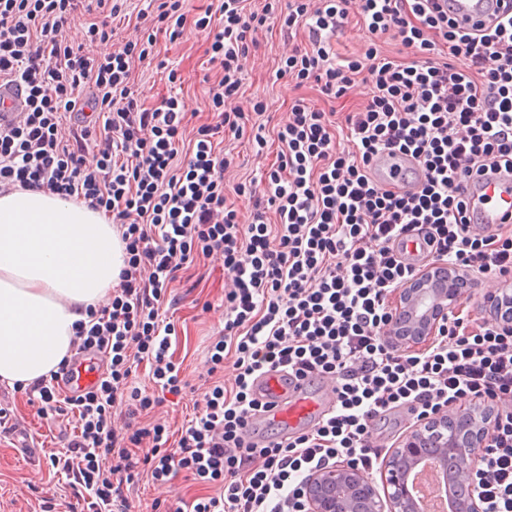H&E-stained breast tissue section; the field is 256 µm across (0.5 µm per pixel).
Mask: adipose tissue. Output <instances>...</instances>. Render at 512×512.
<instances>
[{
    "label": "adipose tissue",
    "mask_w": 512,
    "mask_h": 512,
    "mask_svg": "<svg viewBox=\"0 0 512 512\" xmlns=\"http://www.w3.org/2000/svg\"><path fill=\"white\" fill-rule=\"evenodd\" d=\"M115 228L86 206L0 191V384L28 386L69 354L85 308L118 283Z\"/></svg>",
    "instance_id": "1"
}]
</instances>
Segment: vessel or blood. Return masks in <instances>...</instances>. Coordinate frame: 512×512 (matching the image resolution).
Wrapping results in <instances>:
<instances>
[{"instance_id": "vessel-or-blood-1", "label": "vessel or blood", "mask_w": 512, "mask_h": 512, "mask_svg": "<svg viewBox=\"0 0 512 512\" xmlns=\"http://www.w3.org/2000/svg\"><path fill=\"white\" fill-rule=\"evenodd\" d=\"M449 15L459 26L469 29L476 23H496V0H448ZM26 109L24 94L14 87L0 84V114L18 120ZM374 178L384 186L398 185L402 190L416 189L423 181L411 156L382 154L373 165ZM472 233L489 235L500 226L512 224V173L499 171L471 179L467 184ZM103 372L100 353L83 352L71 362L66 375L58 382L61 392L75 397L97 386ZM336 383L323 380L318 392H310L306 381L278 371L261 375L256 394L263 405L259 419L280 426L289 434L301 431L327 416L336 406Z\"/></svg>"}]
</instances>
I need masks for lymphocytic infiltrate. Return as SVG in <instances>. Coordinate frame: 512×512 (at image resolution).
<instances>
[{
  "label": "lymphocytic infiltrate",
  "mask_w": 512,
  "mask_h": 512,
  "mask_svg": "<svg viewBox=\"0 0 512 512\" xmlns=\"http://www.w3.org/2000/svg\"><path fill=\"white\" fill-rule=\"evenodd\" d=\"M126 3L0 0V80L23 86L27 106L17 124L0 127V188L83 203L111 218L124 247L108 304L88 307L75 331V351L105 357L97 387L77 397L61 395L50 378L30 387L40 415L76 420L50 462L77 504L130 512L128 487L140 475L167 484L183 473L214 490L189 512H300V485L312 472L377 466V425L390 415L403 411L418 424L486 401L497 414L477 462V493L483 512H512V327L453 312L426 347L389 341L391 297L421 274L410 241L464 275L512 284V229L470 234L464 195L474 175L512 168V0L499 23L474 33L434 0H217L191 21L186 0H147L140 20L155 18L173 38L192 22L220 68L209 89L215 121L191 138L179 96L147 107L134 90L136 64L155 58L153 38L97 57L69 38L75 18L88 14V40H111ZM353 11L366 46L342 54L336 46ZM274 26L307 38L281 59L276 78L335 99L362 83L369 96L341 124L295 99L276 130L277 162L230 188L234 156L218 141L250 129L257 145L266 142L267 102L245 112L233 101L258 32ZM387 34L412 58L384 54L378 41ZM457 56L466 66L454 64ZM83 105L105 122L66 127ZM397 151L419 165L418 190L373 178L374 158ZM230 189L253 199L250 223L228 205ZM198 256L223 261L225 323L208 346V385L173 440L164 425L136 421L188 385L162 312L170 284ZM228 356L229 386L221 378ZM143 362L151 395L129 382ZM277 369L334 379L336 408L299 436L246 442L261 409L254 379Z\"/></svg>",
  "instance_id": "obj_1"
}]
</instances>
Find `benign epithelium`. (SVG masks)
<instances>
[{
  "label": "benign epithelium",
  "instance_id": "7a95c632",
  "mask_svg": "<svg viewBox=\"0 0 512 512\" xmlns=\"http://www.w3.org/2000/svg\"><path fill=\"white\" fill-rule=\"evenodd\" d=\"M478 287V281L454 275L449 265L428 268L400 290L392 312V323L400 333L391 341L401 347L430 341L448 313ZM485 307L497 319H509L512 291L502 289L486 296ZM494 414L495 408L489 405H468L415 426L386 457L379 483L342 464L312 473L301 488L304 512H418L409 472L433 454V448L436 462L454 473L455 486L463 491L459 495L447 490L448 512H483L474 473L478 454L490 440Z\"/></svg>",
  "mask_w": 512,
  "mask_h": 512
}]
</instances>
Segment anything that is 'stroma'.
Instances as JSON below:
<instances>
[{
  "instance_id": "1",
  "label": "stroma",
  "mask_w": 512,
  "mask_h": 512,
  "mask_svg": "<svg viewBox=\"0 0 512 512\" xmlns=\"http://www.w3.org/2000/svg\"><path fill=\"white\" fill-rule=\"evenodd\" d=\"M258 45L248 55L244 80L237 104L251 108L253 102L265 100L269 105L272 123L287 119L295 98H304L313 108L354 111L365 99L364 88L335 101L328 99L317 87H295L288 79H274L280 58L288 49V41L275 29L260 32ZM158 57L152 64L135 69V87L145 105L159 103L176 93L182 97L190 126L210 122L209 80L216 74L210 62L208 44L193 24H186L177 39L162 36L157 44ZM177 72L180 87L168 81L169 72ZM238 155L240 166L226 172L227 185H234L246 176L275 162L276 141H269L263 153H256L251 141L242 138L230 142ZM189 281L174 283V301L168 306L166 319L174 323L178 340L174 359L181 362L191 387H205L207 378V346L213 336L224 328V267L221 260L199 258L191 265ZM10 413L16 426L13 435L0 436V512H40V492L52 481L49 457L61 451L64 441L58 424L47 423L38 414L28 395L0 385V408ZM34 444L33 453L22 449L23 441ZM201 486L178 479L175 484L157 486L149 479H140L133 487L134 512H151L155 502L169 503L176 499L192 500L202 494Z\"/></svg>"
}]
</instances>
